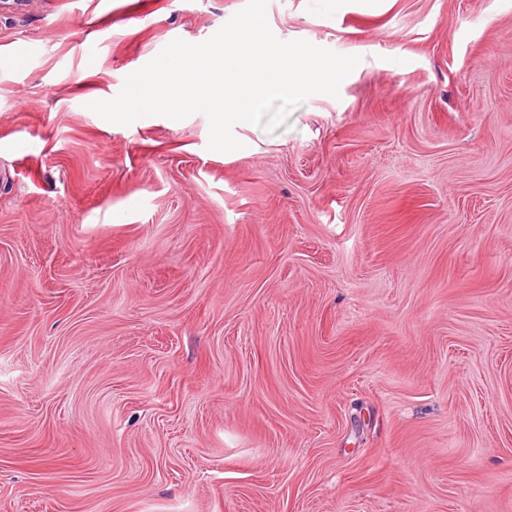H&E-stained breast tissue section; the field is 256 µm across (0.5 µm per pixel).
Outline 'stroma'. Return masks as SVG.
<instances>
[{
    "label": "stroma",
    "mask_w": 512,
    "mask_h": 512,
    "mask_svg": "<svg viewBox=\"0 0 512 512\" xmlns=\"http://www.w3.org/2000/svg\"><path fill=\"white\" fill-rule=\"evenodd\" d=\"M246 2L0 7V512H512V0H268L360 62L233 152L90 110Z\"/></svg>",
    "instance_id": "stroma-1"
}]
</instances>
